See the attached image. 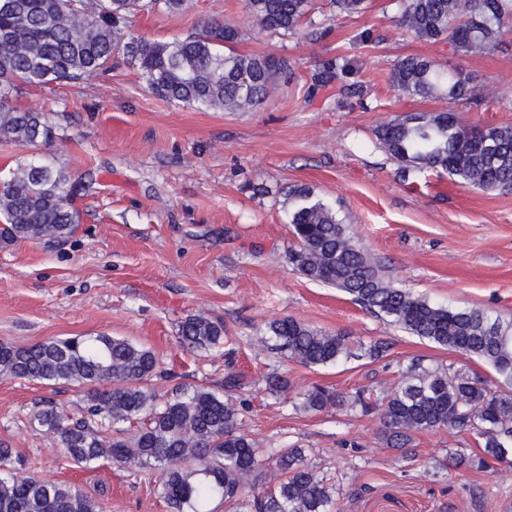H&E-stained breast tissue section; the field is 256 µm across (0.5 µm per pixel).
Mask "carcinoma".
<instances>
[{
  "label": "carcinoma",
  "instance_id": "carcinoma-1",
  "mask_svg": "<svg viewBox=\"0 0 512 512\" xmlns=\"http://www.w3.org/2000/svg\"><path fill=\"white\" fill-rule=\"evenodd\" d=\"M185 0H0V141L29 145L52 139L45 113L9 105L20 84L42 85L88 79L112 67L122 54L136 67L151 92L169 103L204 111L247 112L288 78V60L241 54L233 49L237 28L204 23L183 39L150 40L128 29L140 12L183 9ZM399 24L422 41L443 37L464 53L489 54L512 32V0H401ZM314 0H247L260 30L286 35L312 23ZM348 70L332 58L313 75L325 86ZM401 93L423 101L472 100L471 77L445 72L430 59L408 56L390 76ZM375 136L399 163L406 180L424 171H443L465 187L484 192L512 190V127L466 128L453 112L422 111L390 120ZM76 186L47 163L21 164L0 171V243L65 238L80 221ZM292 271L331 285L362 307L435 346L476 358L494 373L492 389L462 369L429 368L418 359L401 368L389 392L345 397L323 387L304 393L302 407L320 412L350 401L373 413L383 425L387 447L405 448L414 435L441 429H472L483 455L454 457L455 467L480 469L487 460L512 457V322L483 309L456 310L435 305L386 281L347 232L336 213L308 187L292 192ZM272 349L307 367L335 364L352 356L377 361L387 356L383 340L359 347L345 337L314 329L291 317L269 325ZM178 343L188 351H210L233 341L224 324L203 315L179 325ZM159 368L149 348L100 335L52 339L29 346L0 341V374L45 385H77L86 415L75 417L51 403L32 421L58 440L78 467L106 460L135 474L155 473L171 512H211L218 498L233 512H334V488L307 462L302 448H282L271 460L276 480L266 481L265 462L254 439L241 432L243 404L233 400L244 389L240 374L228 370L224 393L196 385L177 388L160 402L145 389ZM140 421L136 435L121 437L118 425ZM112 431V437L105 436ZM262 491L245 497L248 484ZM0 512H98L97 503L57 481L17 475L13 450L0 445Z\"/></svg>",
  "mask_w": 512,
  "mask_h": 512
}]
</instances>
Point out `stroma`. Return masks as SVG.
Returning a JSON list of instances; mask_svg holds the SVG:
<instances>
[{
	"mask_svg": "<svg viewBox=\"0 0 512 512\" xmlns=\"http://www.w3.org/2000/svg\"><path fill=\"white\" fill-rule=\"evenodd\" d=\"M396 0H365L357 15L315 0L313 23L288 35L260 32L246 0H188L179 13L132 19L135 35L172 41L217 18L239 29L242 54L288 58L295 71L252 112H213L156 98L124 60L80 82L23 85L14 107L44 111L51 145L0 141V168L51 162L83 184L80 224L69 238L0 244V340L32 345L68 336L106 335L152 349L162 372L146 387L160 396L179 384L221 387L227 370L245 375L242 428L263 454L305 449L336 487L338 512H512V464L452 470L450 454L481 453L467 431L415 435L400 451L383 443L376 416L331 406L310 413L302 395L319 385L347 395L390 391L398 368L491 371L477 360L420 340L349 296L292 272L288 197L309 187L392 285L452 309L480 308L512 320V190L462 187L446 173L406 181L380 149V124L412 112L448 110L465 126L512 125V37L486 55H466L448 40H419L394 16ZM369 41H359L360 33ZM350 73L327 87L311 76L330 58ZM407 56L470 75L501 101H421L390 82ZM203 313L223 322L239 350L186 352L178 327ZM344 334L351 346L386 341L385 358H348L307 368L271 350L269 324L282 317ZM289 386L270 392L267 374ZM83 412L84 393L68 384L0 375V442L14 448L19 473L76 487L101 512H169L154 476L108 461L74 466L50 435L32 425L44 401Z\"/></svg>",
	"mask_w": 512,
	"mask_h": 512,
	"instance_id": "stroma-1",
	"label": "stroma"
}]
</instances>
